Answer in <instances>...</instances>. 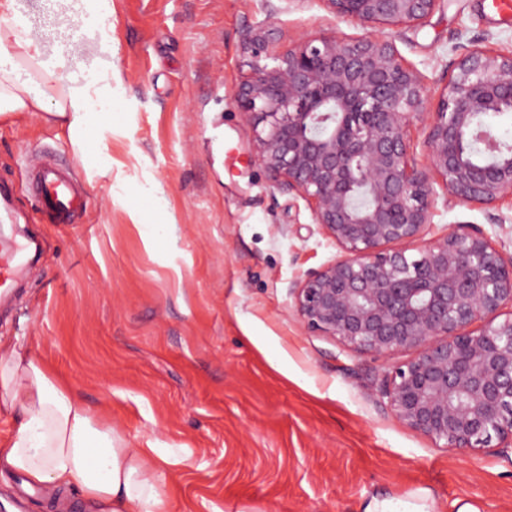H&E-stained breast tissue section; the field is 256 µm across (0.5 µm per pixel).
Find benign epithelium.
Listing matches in <instances>:
<instances>
[{
	"mask_svg": "<svg viewBox=\"0 0 512 512\" xmlns=\"http://www.w3.org/2000/svg\"><path fill=\"white\" fill-rule=\"evenodd\" d=\"M368 30L303 35L281 54L275 32L243 34L251 72L233 100L253 126V157L274 187L304 199L338 255L292 283L303 326L385 361L377 392L394 417L448 448L512 447V251L471 224L428 241L445 203L512 197V148L482 116L512 112V51L459 54L431 112L430 164L411 158L424 113L421 74L386 30L421 24L439 0H324Z\"/></svg>",
	"mask_w": 512,
	"mask_h": 512,
	"instance_id": "7a95c632",
	"label": "benign epithelium"
}]
</instances>
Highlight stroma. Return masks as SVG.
Here are the masks:
<instances>
[{
	"label": "stroma",
	"mask_w": 512,
	"mask_h": 512,
	"mask_svg": "<svg viewBox=\"0 0 512 512\" xmlns=\"http://www.w3.org/2000/svg\"><path fill=\"white\" fill-rule=\"evenodd\" d=\"M111 22V177L42 113L0 122V178L15 183L0 236L45 249L0 306V340L47 362L133 443L173 449L174 512H363L370 496L422 489L437 512L458 500L512 512L511 448L458 451L401 424L374 389L385 361L306 330L288 296L337 249L251 157L232 98L250 72L242 35L275 28L281 51L305 33L364 28L324 0L276 14L268 0H112ZM391 36L433 103L460 48L512 50V16L493 0H439ZM33 163L74 170L88 201L76 223L41 221L25 185ZM511 217L507 198L442 206L430 234L472 224L506 243Z\"/></svg>",
	"instance_id": "35a3bbf8"
}]
</instances>
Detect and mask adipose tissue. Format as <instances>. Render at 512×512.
<instances>
[{"label": "adipose tissue", "instance_id": "ef3b65f1", "mask_svg": "<svg viewBox=\"0 0 512 512\" xmlns=\"http://www.w3.org/2000/svg\"><path fill=\"white\" fill-rule=\"evenodd\" d=\"M20 0H0V116L45 110L46 88L56 90L50 109L79 147L94 146L102 175L112 173L105 133L120 75L101 53L112 49V0H48L45 26L21 16ZM95 20L77 33L70 19ZM91 61L86 77L72 63ZM68 71L59 83L58 71ZM0 408L19 410L17 428L0 440V473L21 476L26 488L52 494L79 489L86 512H173L165 465L171 457L154 445L136 448L93 413L77 392L17 343L0 342Z\"/></svg>", "mask_w": 512, "mask_h": 512}]
</instances>
